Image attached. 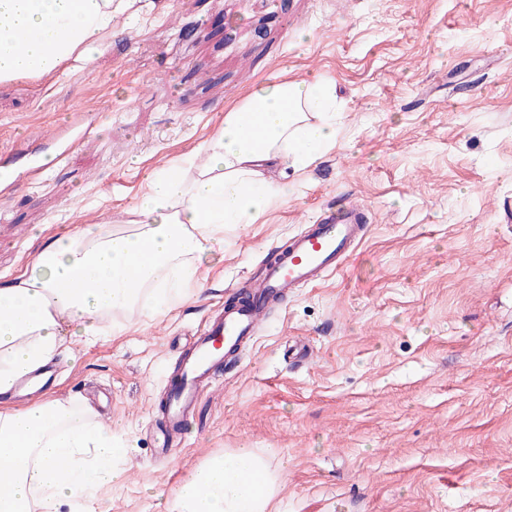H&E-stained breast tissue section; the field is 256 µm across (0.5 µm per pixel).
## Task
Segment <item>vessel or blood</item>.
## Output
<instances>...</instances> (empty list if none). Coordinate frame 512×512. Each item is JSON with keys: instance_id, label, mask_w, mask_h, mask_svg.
I'll return each instance as SVG.
<instances>
[{"instance_id": "1", "label": "vessel or blood", "mask_w": 512, "mask_h": 512, "mask_svg": "<svg viewBox=\"0 0 512 512\" xmlns=\"http://www.w3.org/2000/svg\"><path fill=\"white\" fill-rule=\"evenodd\" d=\"M363 231V213L357 205L325 216L296 236L288 249L267 260L264 275L249 283L245 301L222 309L197 332L166 386L162 416L169 434L181 435L217 368L260 332L269 305L291 289L335 273L355 250Z\"/></svg>"}]
</instances>
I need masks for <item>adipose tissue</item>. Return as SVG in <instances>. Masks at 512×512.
I'll return each instance as SVG.
<instances>
[{"mask_svg":"<svg viewBox=\"0 0 512 512\" xmlns=\"http://www.w3.org/2000/svg\"><path fill=\"white\" fill-rule=\"evenodd\" d=\"M113 2L0 0V83L91 62ZM341 112L334 83H259L201 144L206 163L195 176L150 170L129 223L79 226L46 243L28 271L0 284V398L11 399L66 340L97 342L110 316L152 318L199 293L201 258L292 193L264 166L298 172L321 159L341 133ZM126 453L91 407L60 394L0 409V512H86L98 489L119 481L114 461ZM281 474L252 448L211 456L175 487L169 512H268Z\"/></svg>","mask_w":512,"mask_h":512,"instance_id":"ef3b65f1","label":"adipose tissue"}]
</instances>
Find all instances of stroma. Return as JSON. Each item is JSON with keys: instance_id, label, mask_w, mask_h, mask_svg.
Instances as JSON below:
<instances>
[{"instance_id": "35a3bbf8", "label": "stroma", "mask_w": 512, "mask_h": 512, "mask_svg": "<svg viewBox=\"0 0 512 512\" xmlns=\"http://www.w3.org/2000/svg\"><path fill=\"white\" fill-rule=\"evenodd\" d=\"M310 77L335 83L344 130L308 169H267L288 200L204 262L198 297L55 358L53 390L130 445L92 512H168L235 448L283 462L271 512H512V0H115L93 64L0 85V171L23 173L0 189V283L44 240L128 221L146 171L189 157L259 82ZM77 108L98 125L60 150L49 136ZM347 198L368 216L357 249L272 306L163 461L186 341Z\"/></svg>"}]
</instances>
